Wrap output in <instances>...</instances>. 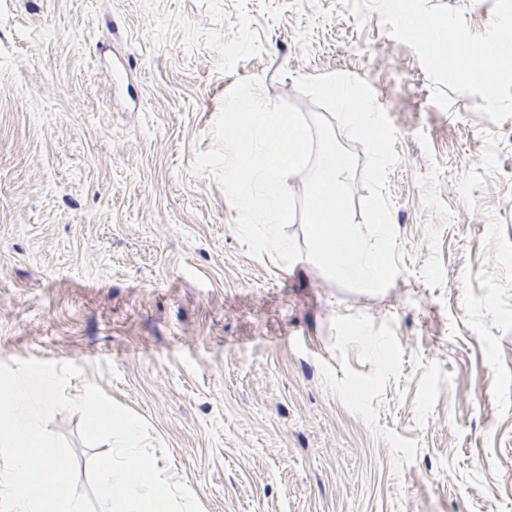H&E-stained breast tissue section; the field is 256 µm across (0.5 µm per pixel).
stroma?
I'll list each match as a JSON object with an SVG mask.
<instances>
[{
    "label": "stroma",
    "mask_w": 512,
    "mask_h": 512,
    "mask_svg": "<svg viewBox=\"0 0 512 512\" xmlns=\"http://www.w3.org/2000/svg\"><path fill=\"white\" fill-rule=\"evenodd\" d=\"M0 0V361L71 362L205 512H512V118L431 101L334 0ZM313 28L310 48L299 35ZM366 79L394 124L404 272L349 292L253 257L193 170L243 78ZM80 414L48 429L93 456Z\"/></svg>",
    "instance_id": "stroma-1"
}]
</instances>
